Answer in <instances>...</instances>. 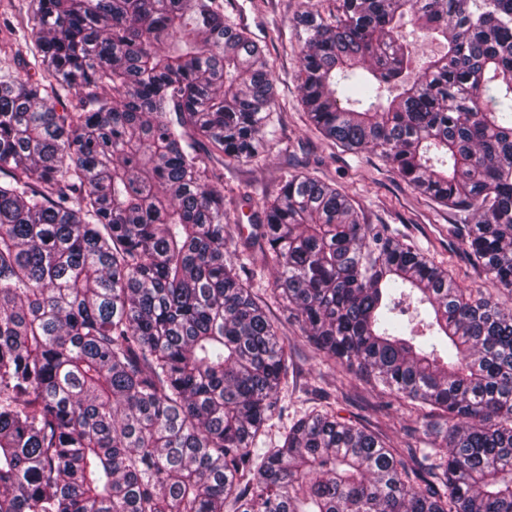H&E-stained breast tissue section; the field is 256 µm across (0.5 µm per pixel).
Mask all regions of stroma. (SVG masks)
<instances>
[{
    "instance_id": "1",
    "label": "stroma",
    "mask_w": 512,
    "mask_h": 512,
    "mask_svg": "<svg viewBox=\"0 0 512 512\" xmlns=\"http://www.w3.org/2000/svg\"><path fill=\"white\" fill-rule=\"evenodd\" d=\"M220 3L226 19L246 20L247 30L264 47L276 76L273 117L277 133L257 158L225 165V208L247 218L252 199L274 195L288 175L306 173L344 189L360 207L366 223L386 225L410 247L447 268L461 287L485 288L484 276L470 265L460 240L448 233L449 224L456 221L454 214L408 186L377 155L344 150L309 122L297 79L294 20L308 3L329 13L333 0ZM224 237L230 255L243 267V278L265 301L288 345V384L262 437L264 447L278 445L293 421L328 403L339 417L381 434L394 447L419 446L423 438L420 411L369 384L344 379L339 368L324 361L306 341L295 314L276 300L275 270L265 261L261 244L233 224L225 225Z\"/></svg>"
}]
</instances>
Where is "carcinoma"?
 Segmentation results:
<instances>
[{
    "mask_svg": "<svg viewBox=\"0 0 512 512\" xmlns=\"http://www.w3.org/2000/svg\"><path fill=\"white\" fill-rule=\"evenodd\" d=\"M26 9L32 72L0 40V512H512V310L304 173L253 213L276 290L325 361L438 420L393 448L325 405L258 447L288 346L211 164L274 134L248 31L218 0ZM295 27L311 123L463 214L448 233L512 292V0H336Z\"/></svg>",
    "mask_w": 512,
    "mask_h": 512,
    "instance_id": "carcinoma-1",
    "label": "carcinoma"
}]
</instances>
